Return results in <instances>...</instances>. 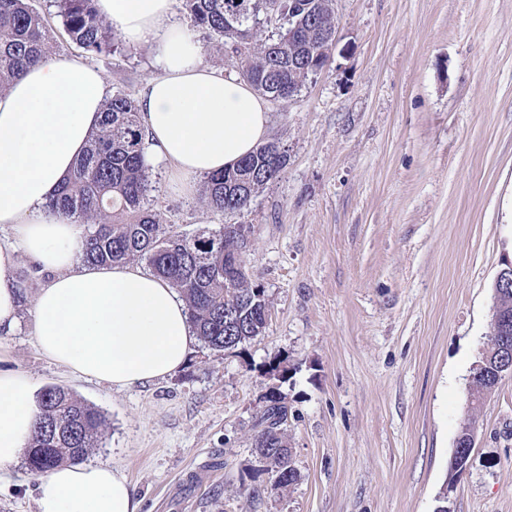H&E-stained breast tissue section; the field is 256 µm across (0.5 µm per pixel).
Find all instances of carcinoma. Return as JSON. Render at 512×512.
Wrapping results in <instances>:
<instances>
[{"label":"carcinoma","instance_id":"1","mask_svg":"<svg viewBox=\"0 0 512 512\" xmlns=\"http://www.w3.org/2000/svg\"><path fill=\"white\" fill-rule=\"evenodd\" d=\"M317 2L315 31L304 34L312 42L317 32L334 33L335 0H184V10L195 28L212 32L233 47L240 77L260 96L288 98L322 68L321 58L288 68V28L280 25L257 43L260 12L288 17V7ZM96 0H56L58 16L71 44L86 51L110 55L115 51L112 26L99 16ZM50 52L47 20L28 0H0V91L27 67ZM287 155L269 141L243 157L236 166L204 176V203L212 212L235 214L277 179L287 166ZM150 189L144 134L137 102L125 92H114L104 103L99 127L84 155L49 202V209L85 228L83 260L116 265L144 261L182 297L197 336L211 349H237L262 335L270 316V301L252 307L249 296L263 287L250 275L246 261L251 228L245 224H204L184 233L160 221L147 206ZM499 381L493 369L474 378L472 389L492 391ZM270 406L255 422L253 445L258 455L275 453L273 469L288 472L276 488L292 485L297 472L288 448L285 396L268 398ZM40 409L25 464L35 474L66 462L83 459L105 428V419L93 406L68 389L49 385L37 396Z\"/></svg>","mask_w":512,"mask_h":512}]
</instances>
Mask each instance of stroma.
<instances>
[{"label":"stroma","instance_id":"35a3bbf8","mask_svg":"<svg viewBox=\"0 0 512 512\" xmlns=\"http://www.w3.org/2000/svg\"><path fill=\"white\" fill-rule=\"evenodd\" d=\"M334 8L328 65L268 104L288 164L247 209L213 213L149 164L164 223L250 226L247 264L271 301L262 336L232 354L196 342L143 384L78 376L38 350L39 280L20 265L27 299L0 334V371L94 405L107 428L87 462L122 470L141 512H512V377L468 407L492 285L512 260V0ZM85 60L133 96L159 72L150 48L123 42ZM278 363L297 479L276 490L251 478V434ZM471 414L475 447L449 491ZM37 482L15 466L0 512H35Z\"/></svg>","mask_w":512,"mask_h":512}]
</instances>
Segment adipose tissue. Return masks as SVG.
I'll list each match as a JSON object with an SVG mask.
<instances>
[{
	"label": "adipose tissue",
	"instance_id": "adipose-tissue-1",
	"mask_svg": "<svg viewBox=\"0 0 512 512\" xmlns=\"http://www.w3.org/2000/svg\"><path fill=\"white\" fill-rule=\"evenodd\" d=\"M177 0H96L101 17L129 45H148L159 74L138 92L147 153L172 182L220 172L266 142L263 98L239 77L204 61V47L176 17ZM107 87L79 58L43 56L0 92V334L19 324L21 259L44 283L34 301L39 351L71 371L119 386L165 376L186 363L194 342L177 291L131 265L83 262L79 225L52 213L98 125ZM39 408L32 383L0 371V470L22 459ZM36 512H140L132 484L108 465H60L38 481Z\"/></svg>",
	"mask_w": 512,
	"mask_h": 512
}]
</instances>
